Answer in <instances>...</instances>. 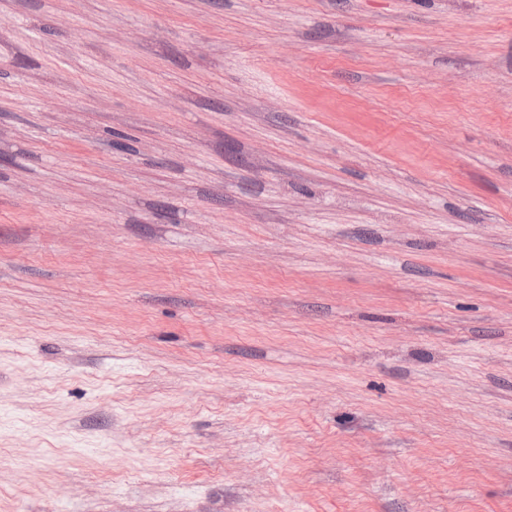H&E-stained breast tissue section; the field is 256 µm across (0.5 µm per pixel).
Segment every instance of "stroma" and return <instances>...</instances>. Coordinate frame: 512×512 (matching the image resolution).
<instances>
[{"mask_svg":"<svg viewBox=\"0 0 512 512\" xmlns=\"http://www.w3.org/2000/svg\"><path fill=\"white\" fill-rule=\"evenodd\" d=\"M512 512V0H0V512Z\"/></svg>","mask_w":512,"mask_h":512,"instance_id":"35a3bbf8","label":"stroma"}]
</instances>
